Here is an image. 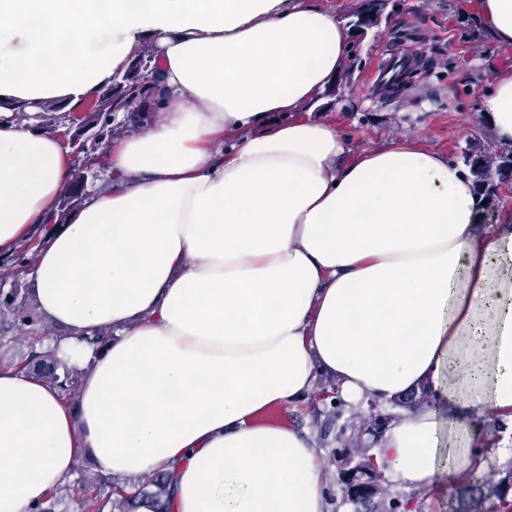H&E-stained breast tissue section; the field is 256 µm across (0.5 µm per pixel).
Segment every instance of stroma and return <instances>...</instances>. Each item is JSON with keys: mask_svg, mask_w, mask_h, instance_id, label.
I'll return each mask as SVG.
<instances>
[{"mask_svg": "<svg viewBox=\"0 0 512 512\" xmlns=\"http://www.w3.org/2000/svg\"><path fill=\"white\" fill-rule=\"evenodd\" d=\"M387 21L352 42L361 64L338 96H318L307 117L334 121L351 151L359 152L398 136H412L448 156L470 145L497 150L498 141L479 107V94L497 72L512 71V47L498 44L475 18L476 0H393ZM407 52L426 62L415 84L396 94L370 81L375 68L393 54ZM415 396L388 403L366 397L350 404L341 396L313 392L297 407L282 411L285 422L306 428L316 441L329 476V512H348L350 503L340 479L350 449L368 447L376 419L401 416L418 405ZM481 434L477 447L494 443L483 468L464 470L472 480L488 469L512 463V421L473 412ZM390 497L414 501L417 512H456L446 480L418 491L386 483Z\"/></svg>", "mask_w": 512, "mask_h": 512, "instance_id": "stroma-1", "label": "stroma"}]
</instances>
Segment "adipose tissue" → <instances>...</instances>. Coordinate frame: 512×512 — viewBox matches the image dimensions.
<instances>
[{"label":"adipose tissue","instance_id":"obj_1","mask_svg":"<svg viewBox=\"0 0 512 512\" xmlns=\"http://www.w3.org/2000/svg\"><path fill=\"white\" fill-rule=\"evenodd\" d=\"M477 4L512 46V0ZM145 39L163 119L108 143L109 187L31 266L60 357L91 369L70 404L0 368V512H35L83 448L124 483L165 472V507L144 496L137 512H328L312 437L268 417L322 376L352 400L431 391L377 438L392 481L442 473L440 399L458 408L460 465L477 464L466 391L512 420V214L480 227L441 152L397 138L355 154L305 117L355 54L317 0H0V256L73 182L40 105L99 99ZM481 108L512 146V71Z\"/></svg>","mask_w":512,"mask_h":512}]
</instances>
